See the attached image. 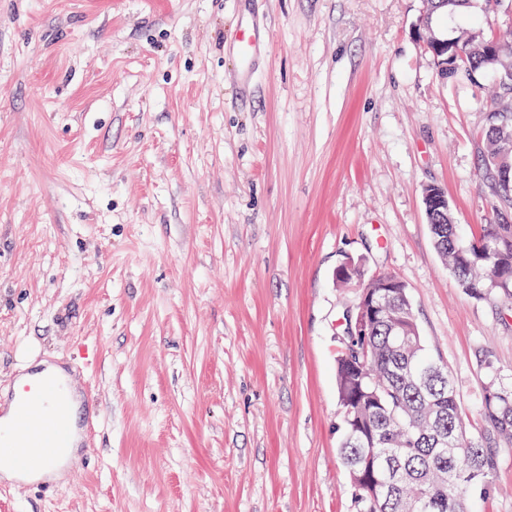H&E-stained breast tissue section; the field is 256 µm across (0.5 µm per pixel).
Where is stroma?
<instances>
[{"instance_id":"1","label":"stroma","mask_w":512,"mask_h":512,"mask_svg":"<svg viewBox=\"0 0 512 512\" xmlns=\"http://www.w3.org/2000/svg\"><path fill=\"white\" fill-rule=\"evenodd\" d=\"M425 0H0V391L96 355L85 461L0 481V512H356L335 383L358 292L408 287L480 437L512 379V297L436 251L498 223L481 147L492 81H444ZM270 40L240 82L234 37ZM475 512H512V450Z\"/></svg>"}]
</instances>
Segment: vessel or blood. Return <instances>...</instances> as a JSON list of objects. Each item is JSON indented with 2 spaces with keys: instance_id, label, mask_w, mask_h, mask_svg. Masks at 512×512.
Here are the masks:
<instances>
[{
  "instance_id": "b4317fda",
  "label": "vessel or blood",
  "mask_w": 512,
  "mask_h": 512,
  "mask_svg": "<svg viewBox=\"0 0 512 512\" xmlns=\"http://www.w3.org/2000/svg\"><path fill=\"white\" fill-rule=\"evenodd\" d=\"M268 40V32L256 27L239 29L236 50L243 70H250ZM14 398L10 438L0 450V469L12 470L21 483L29 484L59 465L73 435L68 382L52 373L36 372L23 381Z\"/></svg>"
}]
</instances>
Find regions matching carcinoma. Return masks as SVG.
Listing matches in <instances>:
<instances>
[{
  "label": "carcinoma",
  "mask_w": 512,
  "mask_h": 512,
  "mask_svg": "<svg viewBox=\"0 0 512 512\" xmlns=\"http://www.w3.org/2000/svg\"><path fill=\"white\" fill-rule=\"evenodd\" d=\"M476 0H444L433 11L439 21L475 7ZM479 27L459 29L466 39L468 63L483 67L485 41ZM504 83L497 86L491 111L506 123L504 130L485 132L484 166L491 175L492 206L512 213V190L500 185V163L512 164V48L500 44ZM437 252L448 263L460 287L480 298L496 287L512 294V224H486L482 233L462 243L451 214L445 211L430 225ZM500 264L502 282L491 285L486 266ZM415 314L406 301L390 302L389 317L366 338V355L353 366L340 352L336 388L343 413L340 457L356 477L357 512H468V492L475 486L487 495L495 490L499 453L512 447V383L491 375L484 386L481 411L486 431L467 435L460 420L459 395L447 367L425 347ZM373 482L390 488L379 504L369 498Z\"/></svg>",
  "instance_id": "obj_1"
}]
</instances>
